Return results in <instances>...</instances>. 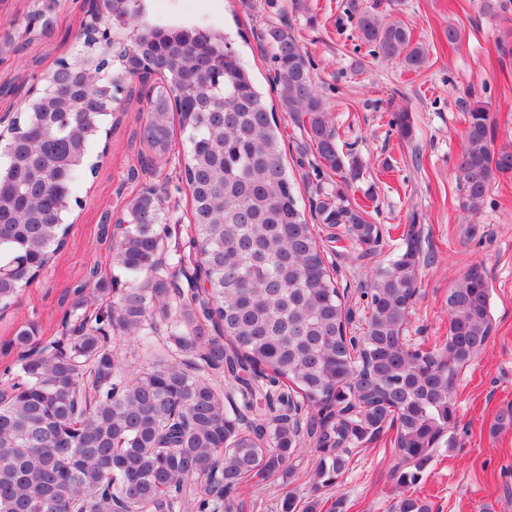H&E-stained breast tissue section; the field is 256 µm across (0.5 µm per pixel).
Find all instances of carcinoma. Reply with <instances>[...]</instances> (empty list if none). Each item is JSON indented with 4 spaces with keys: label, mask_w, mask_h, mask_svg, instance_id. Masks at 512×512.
Returning a JSON list of instances; mask_svg holds the SVG:
<instances>
[{
    "label": "carcinoma",
    "mask_w": 512,
    "mask_h": 512,
    "mask_svg": "<svg viewBox=\"0 0 512 512\" xmlns=\"http://www.w3.org/2000/svg\"><path fill=\"white\" fill-rule=\"evenodd\" d=\"M146 0H105L83 30L86 65L62 61L45 78L49 106L28 103L0 137V310L9 308L64 247L65 216L106 116L121 113L86 70L111 69L112 91L148 67L143 136L168 152L170 114L189 150L181 178L191 191L192 251L171 257L166 199L143 188L125 203L112 265L128 278L117 291L94 279L63 316L64 335L46 339L34 323L10 341L18 363L0 387V512H239L248 477L287 469L303 438L320 454L316 484L334 486L351 449L395 430L407 466L397 485L415 484L455 420L461 362L491 333L489 289L480 267L448 293V334L432 349L404 347L416 298L421 234L411 224L404 249L370 284L361 336L347 334L351 311L300 210L288 179L275 112L267 109L229 33L202 25L146 20ZM360 42L410 70L428 61L400 22H384L351 3ZM30 19L54 33V0ZM108 24L124 53L100 57L93 37ZM275 63L281 107L304 131L318 186L309 212L347 239L372 248L380 229L348 194L358 162L343 151L313 83L310 62L291 28L263 33ZM484 104L469 109L457 179L476 212L493 180L512 174V147H495ZM179 268L184 280L172 269ZM208 282L204 295L195 280ZM163 334L169 345L141 373L128 372L111 336ZM224 374L227 388L210 374Z\"/></svg>",
    "instance_id": "1"
}]
</instances>
